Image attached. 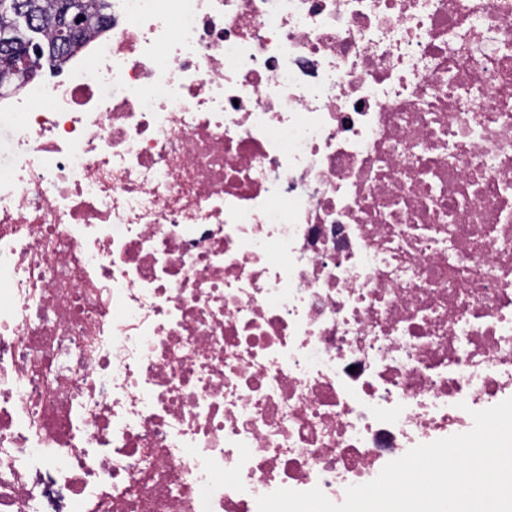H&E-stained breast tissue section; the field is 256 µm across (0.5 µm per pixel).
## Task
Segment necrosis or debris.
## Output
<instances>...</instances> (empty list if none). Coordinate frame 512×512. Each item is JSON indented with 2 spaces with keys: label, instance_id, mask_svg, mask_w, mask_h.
Listing matches in <instances>:
<instances>
[{
  "label": "necrosis or debris",
  "instance_id": "obj_1",
  "mask_svg": "<svg viewBox=\"0 0 512 512\" xmlns=\"http://www.w3.org/2000/svg\"><path fill=\"white\" fill-rule=\"evenodd\" d=\"M3 127L0 512L339 504L512 398V0H112Z\"/></svg>",
  "mask_w": 512,
  "mask_h": 512
}]
</instances>
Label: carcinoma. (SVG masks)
<instances>
[{"label":"carcinoma","mask_w":512,"mask_h":512,"mask_svg":"<svg viewBox=\"0 0 512 512\" xmlns=\"http://www.w3.org/2000/svg\"><path fill=\"white\" fill-rule=\"evenodd\" d=\"M112 0H0V61L13 57L26 44V32L19 27L16 13L23 11L36 19L44 31L40 53L32 56L34 63L47 61L55 66L69 57L81 43L77 38L65 42L58 36L63 14L80 19L81 35L97 34L112 27ZM27 81V69L15 66L6 75L0 73V94Z\"/></svg>","instance_id":"cac0c4a2"}]
</instances>
